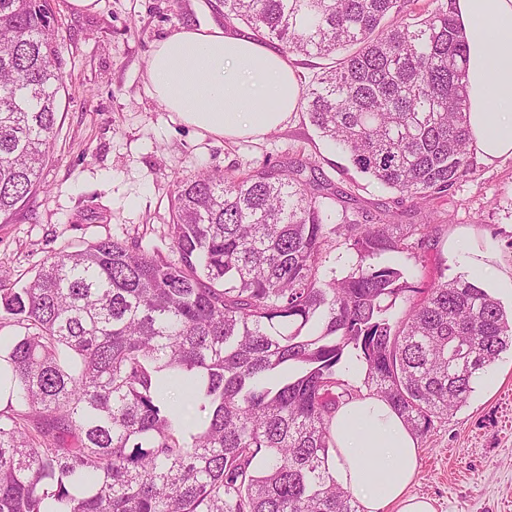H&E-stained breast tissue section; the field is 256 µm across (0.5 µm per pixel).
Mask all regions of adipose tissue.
<instances>
[{
  "label": "adipose tissue",
  "instance_id": "ef3b65f1",
  "mask_svg": "<svg viewBox=\"0 0 512 512\" xmlns=\"http://www.w3.org/2000/svg\"><path fill=\"white\" fill-rule=\"evenodd\" d=\"M465 30L471 147L486 162L512 157V0H455ZM153 94L192 127L221 138L257 137L287 122L300 87L286 55L253 35L184 28L157 42ZM330 452L337 483L359 512H436L410 494L417 441L383 398L360 391L332 414Z\"/></svg>",
  "mask_w": 512,
  "mask_h": 512
}]
</instances>
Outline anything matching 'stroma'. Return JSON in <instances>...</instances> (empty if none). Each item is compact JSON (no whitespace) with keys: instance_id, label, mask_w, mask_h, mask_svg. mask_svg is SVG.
I'll return each mask as SVG.
<instances>
[{"instance_id":"obj_1","label":"stroma","mask_w":512,"mask_h":512,"mask_svg":"<svg viewBox=\"0 0 512 512\" xmlns=\"http://www.w3.org/2000/svg\"><path fill=\"white\" fill-rule=\"evenodd\" d=\"M64 90L41 183L29 205L0 218V281L18 288L51 254L110 236L168 249L162 238L175 180L202 171L243 172L306 161L348 209L384 212L393 224L430 223L425 247L403 256L414 280L474 279L512 308V158L470 155L446 200L417 203L363 177L319 137L305 109L258 138L228 140L182 123L153 97L147 76L157 41L185 27H236L222 0H98L92 13L51 0ZM461 407L417 440L411 493L436 512H512V349Z\"/></svg>"}]
</instances>
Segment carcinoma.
Wrapping results in <instances>:
<instances>
[{
	"label": "carcinoma",
	"instance_id": "carcinoma-1",
	"mask_svg": "<svg viewBox=\"0 0 512 512\" xmlns=\"http://www.w3.org/2000/svg\"><path fill=\"white\" fill-rule=\"evenodd\" d=\"M223 3L287 53L334 57L301 99L356 172L403 199L448 194L470 146L453 0L405 15L399 0ZM55 22L49 0H0L6 219L57 121ZM324 181L301 164L200 172L176 181L171 254L100 238L0 288V327L24 329L0 355V512H358L329 466L345 355L414 435L466 402L512 346V313L462 275L415 286L397 258L432 225L340 212ZM338 238L358 264L328 280ZM170 387L206 421L167 404Z\"/></svg>",
	"mask_w": 512,
	"mask_h": 512
}]
</instances>
